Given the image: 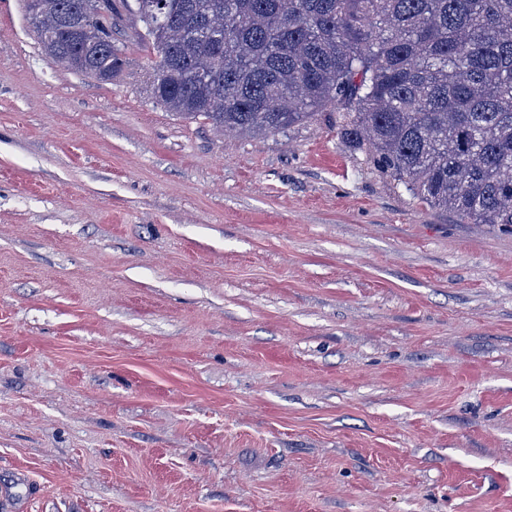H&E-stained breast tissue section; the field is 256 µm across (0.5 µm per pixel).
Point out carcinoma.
Returning a JSON list of instances; mask_svg holds the SVG:
<instances>
[{
    "instance_id": "cac0c4a2",
    "label": "carcinoma",
    "mask_w": 512,
    "mask_h": 512,
    "mask_svg": "<svg viewBox=\"0 0 512 512\" xmlns=\"http://www.w3.org/2000/svg\"><path fill=\"white\" fill-rule=\"evenodd\" d=\"M26 0L44 53L100 81L128 37L152 98L262 135L343 106L340 134L419 201L512 231V0Z\"/></svg>"
}]
</instances>
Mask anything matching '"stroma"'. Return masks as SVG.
<instances>
[{
  "label": "stroma",
  "instance_id": "obj_1",
  "mask_svg": "<svg viewBox=\"0 0 512 512\" xmlns=\"http://www.w3.org/2000/svg\"><path fill=\"white\" fill-rule=\"evenodd\" d=\"M0 0V512H512V232L338 130L220 135Z\"/></svg>",
  "mask_w": 512,
  "mask_h": 512
}]
</instances>
